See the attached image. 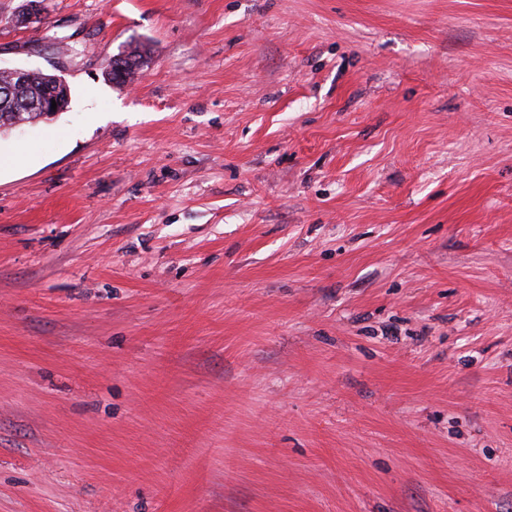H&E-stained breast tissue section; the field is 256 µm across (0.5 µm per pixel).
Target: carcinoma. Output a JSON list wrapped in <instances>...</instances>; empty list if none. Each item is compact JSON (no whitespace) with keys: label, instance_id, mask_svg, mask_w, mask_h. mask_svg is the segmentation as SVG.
Wrapping results in <instances>:
<instances>
[{"label":"carcinoma","instance_id":"1","mask_svg":"<svg viewBox=\"0 0 512 512\" xmlns=\"http://www.w3.org/2000/svg\"><path fill=\"white\" fill-rule=\"evenodd\" d=\"M146 46L138 44L112 56V80L124 81L135 74L133 65L143 62ZM55 88L50 86L48 75L36 69L29 72L27 81L18 85L0 73V129L17 122L31 123L41 116L39 112H22L19 103L42 105L54 98Z\"/></svg>","mask_w":512,"mask_h":512}]
</instances>
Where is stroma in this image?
Listing matches in <instances>:
<instances>
[{"instance_id":"obj_1","label":"stroma","mask_w":512,"mask_h":512,"mask_svg":"<svg viewBox=\"0 0 512 512\" xmlns=\"http://www.w3.org/2000/svg\"><path fill=\"white\" fill-rule=\"evenodd\" d=\"M20 5L0 512H512V0ZM146 53V46L138 44L130 46L127 50L112 56V81H125L127 78L130 79L142 64ZM137 62L139 65L135 70L133 69V65ZM48 76L50 75L41 70H30L27 81L17 85L8 76L0 73V129L13 126L17 122L31 123L36 119L49 120L55 117L59 103L56 102V110L43 105L48 104L55 96L53 92L56 87L50 88ZM5 89L10 90L11 99H7L2 93ZM20 102L37 103L43 106H39L34 112H20Z\"/></svg>"}]
</instances>
